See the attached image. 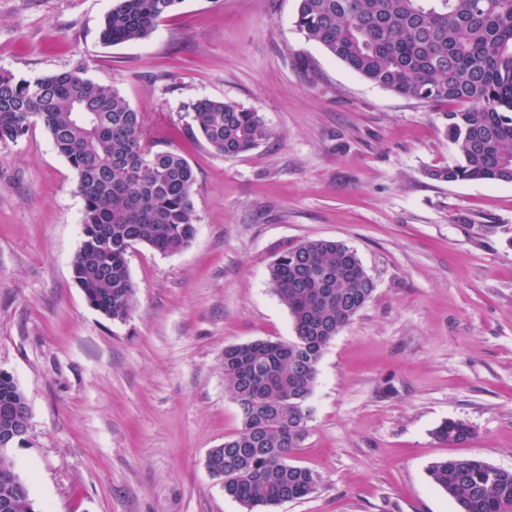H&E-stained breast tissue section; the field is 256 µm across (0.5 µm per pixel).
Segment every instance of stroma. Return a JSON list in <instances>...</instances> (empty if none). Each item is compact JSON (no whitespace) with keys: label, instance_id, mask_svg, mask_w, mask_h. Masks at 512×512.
Listing matches in <instances>:
<instances>
[{"label":"stroma","instance_id":"35a3bbf8","mask_svg":"<svg viewBox=\"0 0 512 512\" xmlns=\"http://www.w3.org/2000/svg\"><path fill=\"white\" fill-rule=\"evenodd\" d=\"M113 0H0V71L84 64L145 116L152 150L195 175L196 236L128 256L134 308L113 321L72 276L78 175L41 123L0 144V370L31 410L10 455L35 512H248L204 466L241 427L224 349L290 340L270 289L279 247L353 248L371 301L325 349L296 456L318 486L269 512H455L427 468L512 469V184L443 182L457 154L439 108L374 85L295 25L297 0H180L147 38L101 39ZM203 97L258 112L237 157L185 132ZM459 419L462 446L434 429ZM433 435L443 443L461 444L472 439L473 430L465 421L448 419L434 430Z\"/></svg>","mask_w":512,"mask_h":512}]
</instances>
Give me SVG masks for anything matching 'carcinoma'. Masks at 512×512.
<instances>
[{"mask_svg": "<svg viewBox=\"0 0 512 512\" xmlns=\"http://www.w3.org/2000/svg\"><path fill=\"white\" fill-rule=\"evenodd\" d=\"M178 3L115 0L103 38H146ZM296 27L371 83L447 107L444 135L459 159L431 170L433 179L512 183V0H298ZM85 72L81 63L33 79L0 71V144L18 141L38 121L77 172L83 241L73 277L91 307L124 321L135 295L131 249L144 244L169 254L190 246L196 178L178 150L145 149L142 113ZM185 109L187 134L227 157L271 136L259 113L236 102L200 98ZM268 274L291 314L293 338L224 348V380L242 427L210 455L226 475L224 494L251 510L316 490L317 477L295 455L308 435L317 366L375 291L356 251L332 239L285 247ZM24 398L14 379L0 377V431L10 423L5 409ZM433 435L461 444L473 430L448 419ZM427 473L456 512H512V470L457 456L432 462Z\"/></svg>", "mask_w": 512, "mask_h": 512, "instance_id": "carcinoma-1", "label": "carcinoma"}]
</instances>
